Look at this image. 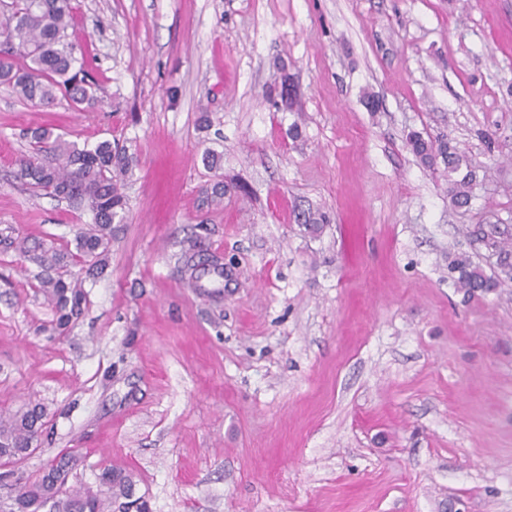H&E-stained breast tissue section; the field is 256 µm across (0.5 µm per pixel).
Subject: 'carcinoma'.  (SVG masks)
<instances>
[{
    "label": "carcinoma",
    "instance_id": "1",
    "mask_svg": "<svg viewBox=\"0 0 512 512\" xmlns=\"http://www.w3.org/2000/svg\"><path fill=\"white\" fill-rule=\"evenodd\" d=\"M71 0H0V85L34 105L52 104L57 94L78 109H93L98 98L75 69L79 58L69 40ZM32 151L18 162L17 177L29 188L67 199L92 214L93 223L79 228L75 251L60 249L50 241L32 244L7 228L0 232V250L15 251L39 268L38 288L54 313L51 330L65 333L82 315L87 303L84 281L104 274L116 225L124 223L128 199L123 180L137 164V157L115 134L94 144L78 145L48 129L31 134ZM412 153L422 164L443 165L448 173V198L455 207L467 205L479 181V165L447 138L436 141L412 132L407 136ZM488 246L504 258H512V234L496 225L480 229ZM182 260L189 281L203 287L207 276L224 277L214 262L201 269L205 254L197 240L184 241ZM448 273L466 294L487 293L512 281V266L501 265L492 275L463 252L448 254ZM46 409L28 403L8 415L0 414V455L18 461L29 455L32 441L43 426ZM57 469L15 478L17 493L0 512H151L145 496L136 495L135 474L105 467L96 476L97 486L70 483L80 464L72 451L58 455Z\"/></svg>",
    "mask_w": 512,
    "mask_h": 512
}]
</instances>
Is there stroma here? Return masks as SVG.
<instances>
[{
	"label": "stroma",
	"mask_w": 512,
	"mask_h": 512,
	"mask_svg": "<svg viewBox=\"0 0 512 512\" xmlns=\"http://www.w3.org/2000/svg\"><path fill=\"white\" fill-rule=\"evenodd\" d=\"M100 104L0 87V229L74 246L88 213L16 182L29 132L122 133L138 163L107 274L64 336L0 252V413L42 403L32 474L132 471L152 512H512V0H74ZM484 167L465 207L410 132ZM225 184L219 205L203 192ZM326 214L317 233L303 211ZM224 263L185 287L181 242ZM487 238L488 246L503 256L505 260L512 258V234L508 230H501L496 225H490L488 229H480ZM448 273L456 288L463 290L467 295L491 292L501 284L512 281L511 265L498 266L497 271L488 276L468 254L463 252L449 253Z\"/></svg>",
	"instance_id": "stroma-1"
}]
</instances>
